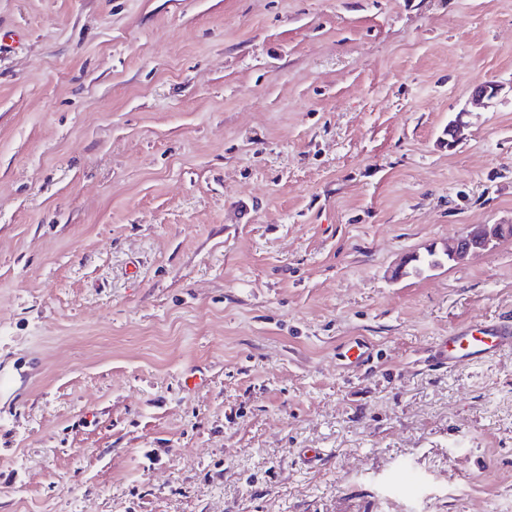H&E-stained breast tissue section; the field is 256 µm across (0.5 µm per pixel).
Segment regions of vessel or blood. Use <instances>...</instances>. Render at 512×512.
Instances as JSON below:
<instances>
[{"label":"vessel or blood","mask_w":512,"mask_h":512,"mask_svg":"<svg viewBox=\"0 0 512 512\" xmlns=\"http://www.w3.org/2000/svg\"><path fill=\"white\" fill-rule=\"evenodd\" d=\"M507 349H512V320L501 318L450 332L438 343L435 358L454 368L492 359Z\"/></svg>","instance_id":"vessel-or-blood-1"}]
</instances>
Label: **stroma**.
Instances as JSON below:
<instances>
[{"mask_svg":"<svg viewBox=\"0 0 512 512\" xmlns=\"http://www.w3.org/2000/svg\"><path fill=\"white\" fill-rule=\"evenodd\" d=\"M12 33L0 512H512V351L429 358L512 314V237L392 275L512 224V0H0ZM511 229L512 224H481L468 229L448 239L441 250L432 248V263L441 264V258L448 262H463L471 255L489 250L493 241L510 236Z\"/></svg>","mask_w":512,"mask_h":512,"instance_id":"35a3bbf8","label":"stroma"}]
</instances>
